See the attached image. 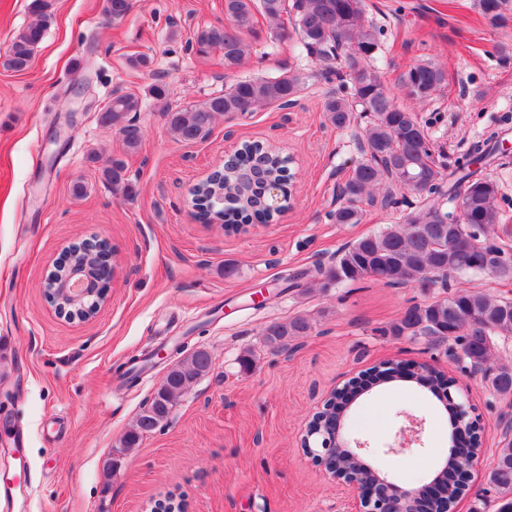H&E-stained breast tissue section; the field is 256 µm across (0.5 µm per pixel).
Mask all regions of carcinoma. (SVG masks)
Here are the masks:
<instances>
[{
    "label": "carcinoma",
    "mask_w": 512,
    "mask_h": 512,
    "mask_svg": "<svg viewBox=\"0 0 512 512\" xmlns=\"http://www.w3.org/2000/svg\"><path fill=\"white\" fill-rule=\"evenodd\" d=\"M54 0H31L35 20L19 31L0 65L13 72H24L32 64L35 49L42 42L46 22L54 11ZM133 8V0H102L104 16L121 21ZM476 8L486 22L499 27L512 12V0H476ZM270 23L269 39L281 42L296 34L309 54L330 59L336 54L338 66L322 69L321 77L345 82V92L328 96L323 105L326 121L339 130L357 129L361 145L359 158L340 188V203L330 212L336 224H358L363 206L385 191L383 201L396 192H408L409 212L398 224H387L378 231L346 245L327 268L318 269L325 285L381 281L389 286L418 283L424 288H446L448 277L477 274L512 280V266L487 270L480 264L496 252L512 257V247L488 237L501 222L497 184L483 175L481 165L495 155L499 133L493 131L474 143L455 167L437 164L432 153L428 122L400 107L383 85L376 62L382 29L365 18L364 0H224L226 23L199 29L194 47L199 54L212 49L224 53V69L233 71L244 61L247 37H257L256 15ZM293 16L292 30L280 24L283 15ZM445 71L431 63L409 68L402 84L408 95L426 102L442 88ZM303 90V77L288 71L276 77L238 80L224 91L185 108L172 110L170 88L157 80L143 96L134 92L112 95L102 109L99 123L112 129L126 154L140 149L144 131L137 114L147 110L163 114L169 133L177 140L197 143L209 137L218 118L255 112L263 107L291 106ZM267 154L269 175L288 181L287 159L278 150L262 151L246 147L240 172L257 165L260 154ZM126 161L114 157L100 170L101 179L119 188L126 197L137 195L136 184L126 177ZM237 174L223 180H205L192 192L197 218L205 223L224 222L228 230L252 219L266 222L273 218L262 199V186L253 181L244 190L236 187ZM224 198V209H210L205 200ZM311 329L305 317L278 322L265 329L266 342L274 348L288 347V341ZM394 336L429 341L452 338L461 344L464 360L484 366L498 350L502 339L512 337V298L483 291L459 289L448 297L407 307L390 326ZM211 358L192 354L184 364L165 376L152 400L137 415L122 439V447H136L144 434L168 423L188 385L208 374ZM490 385L498 395L512 397V367L502 365L491 374ZM446 469L440 480L448 489V505L463 493L461 479L469 460L448 449ZM494 489L495 512H512V441L497 449L494 465L487 474Z\"/></svg>",
    "instance_id": "obj_1"
}]
</instances>
